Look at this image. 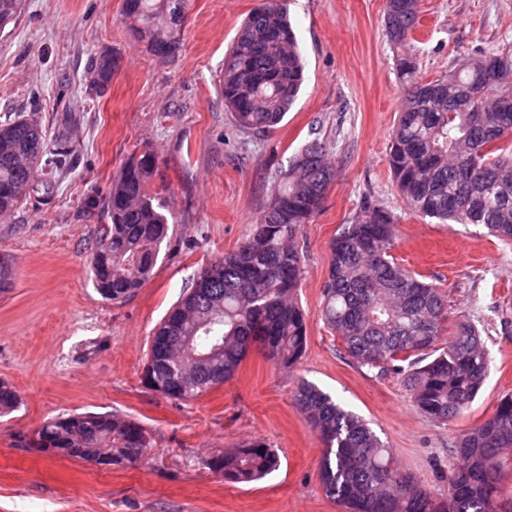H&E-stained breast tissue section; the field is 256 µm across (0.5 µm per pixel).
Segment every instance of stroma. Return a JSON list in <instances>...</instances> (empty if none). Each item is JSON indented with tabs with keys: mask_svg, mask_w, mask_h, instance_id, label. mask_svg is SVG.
<instances>
[{
	"mask_svg": "<svg viewBox=\"0 0 512 512\" xmlns=\"http://www.w3.org/2000/svg\"><path fill=\"white\" fill-rule=\"evenodd\" d=\"M259 0H186L181 48L154 56L132 35L123 0H23L0 31V123L36 116L66 129L76 149L50 194L0 215V254L15 276L0 293V380L20 405L0 416V512H343L323 489L324 445L293 395L300 381L362 418L396 463L446 493L459 434L512 394V241L474 224H441L407 209L387 155L407 86L384 26L385 0H291L306 62L295 104L273 130L239 127L224 106V54ZM409 53L429 82L480 52L512 49V0H421ZM119 67L104 94L85 81L90 57ZM320 142L337 170L321 210L301 227L303 274L295 299L307 326L301 360L285 367L256 348L236 374L178 401L144 381L152 338L214 258L232 253L260 223L282 167ZM157 158L154 192L175 217L147 280L124 301L102 299L89 262L103 220L85 199L106 195L133 151ZM391 212L395 262L448 300V321L481 331L489 359L482 389L442 424L413 405L400 375L361 367L322 318L331 242L364 199ZM73 413L138 422L146 455L120 467L52 456L31 437ZM262 442L278 470L225 483L205 460Z\"/></svg>",
	"mask_w": 512,
	"mask_h": 512,
	"instance_id": "obj_1",
	"label": "stroma"
}]
</instances>
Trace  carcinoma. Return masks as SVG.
<instances>
[{"instance_id":"cac0c4a2","label":"carcinoma","mask_w":512,"mask_h":512,"mask_svg":"<svg viewBox=\"0 0 512 512\" xmlns=\"http://www.w3.org/2000/svg\"><path fill=\"white\" fill-rule=\"evenodd\" d=\"M21 0H0V28L19 11ZM185 0H124L123 17L147 38L150 52L171 58L179 51L178 26ZM419 0H385L388 40H415ZM408 84L406 104L392 131L388 166L407 208L441 224H482L512 240V50L479 53L422 82L413 57L396 60ZM117 58L104 52L89 60L85 76L107 78ZM303 58L288 19L287 2L254 9L224 57L220 90L236 123L247 129L278 125L301 91ZM74 148L67 134L46 138L40 122L17 117L0 124V213L31 193L49 192L38 180L64 169ZM157 168L151 152L133 154L112 179L102 206L104 224L96 237L90 278L106 300L122 301L146 280L168 236V206L153 195ZM336 172L321 146H304L279 174L264 219L233 253L201 269L182 301L152 339L145 377L158 391L194 400L229 380L249 348L291 367L307 342L304 315L294 300L301 276L297 235L316 214ZM394 217L370 199L331 244L323 289L322 316L361 366L403 376L414 406L446 422L476 399L488 371L481 332L471 322L456 324L441 342L448 305L433 287L394 260ZM193 337L187 374L167 379L162 364L175 366L179 347ZM325 445L320 476L326 494L345 512H512L501 501L500 480L512 462V394L492 415L468 430L448 467V491L439 495L395 465L389 448L357 416L309 383L294 394ZM13 387L0 381V414L18 407ZM34 443L44 451L114 466L147 453L145 430L133 420L105 414H74L42 424ZM204 466L230 484L249 483L279 467L277 453L262 442L227 451Z\"/></svg>"}]
</instances>
